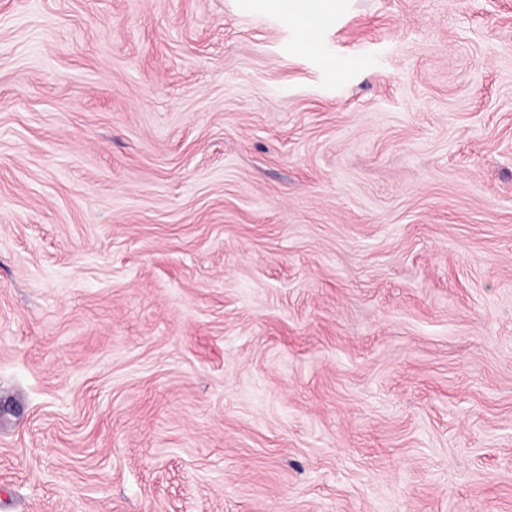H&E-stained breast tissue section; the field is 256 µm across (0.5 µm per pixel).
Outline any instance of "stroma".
I'll list each match as a JSON object with an SVG mask.
<instances>
[{
	"mask_svg": "<svg viewBox=\"0 0 512 512\" xmlns=\"http://www.w3.org/2000/svg\"><path fill=\"white\" fill-rule=\"evenodd\" d=\"M0 512H512V0H0ZM258 3L269 14L292 19L301 47L315 43L320 27L336 9L335 0H259Z\"/></svg>",
	"mask_w": 512,
	"mask_h": 512,
	"instance_id": "obj_1",
	"label": "stroma"
}]
</instances>
